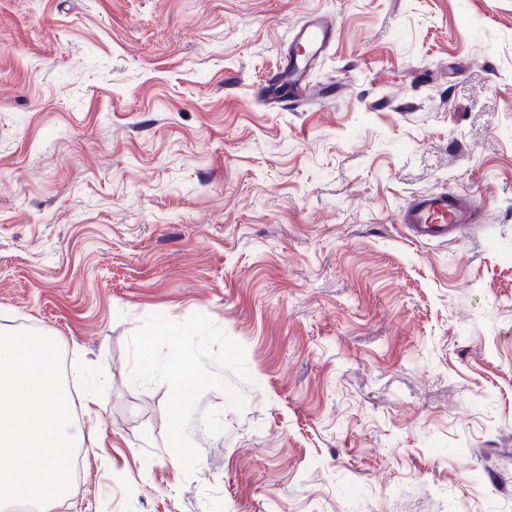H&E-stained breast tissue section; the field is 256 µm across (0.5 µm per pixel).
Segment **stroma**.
Returning <instances> with one entry per match:
<instances>
[{"label": "stroma", "mask_w": 512, "mask_h": 512, "mask_svg": "<svg viewBox=\"0 0 512 512\" xmlns=\"http://www.w3.org/2000/svg\"><path fill=\"white\" fill-rule=\"evenodd\" d=\"M426 191L471 228L409 242ZM197 313L252 380L200 397L188 476L127 341ZM1 330L62 351L54 512H512V0H0ZM334 28L320 17L310 18L296 32L291 40L293 46L304 44L309 48L305 55L288 53V59L279 75L281 84H302L322 52L332 41Z\"/></svg>", "instance_id": "obj_1"}]
</instances>
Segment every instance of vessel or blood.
<instances>
[{
    "mask_svg": "<svg viewBox=\"0 0 512 512\" xmlns=\"http://www.w3.org/2000/svg\"><path fill=\"white\" fill-rule=\"evenodd\" d=\"M334 28L322 18L306 21L296 32L293 41L306 45L307 54L289 55L279 81L283 84H302L322 52L332 41ZM474 203L463 195L446 192H425L412 197L403 208L400 222L409 235L419 241L455 239L459 231L473 221Z\"/></svg>",
    "mask_w": 512,
    "mask_h": 512,
    "instance_id": "b4317fda",
    "label": "vessel or blood"
}]
</instances>
